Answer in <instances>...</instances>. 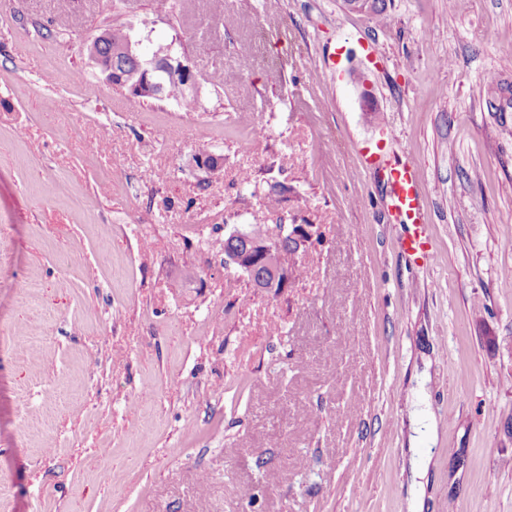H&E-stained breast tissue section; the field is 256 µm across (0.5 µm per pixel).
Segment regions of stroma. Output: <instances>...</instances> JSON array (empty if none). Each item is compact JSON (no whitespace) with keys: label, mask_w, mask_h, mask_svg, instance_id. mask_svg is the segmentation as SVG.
Wrapping results in <instances>:
<instances>
[{"label":"stroma","mask_w":512,"mask_h":512,"mask_svg":"<svg viewBox=\"0 0 512 512\" xmlns=\"http://www.w3.org/2000/svg\"><path fill=\"white\" fill-rule=\"evenodd\" d=\"M122 24L243 77L132 103L83 50ZM507 40L512 0H0V512H512ZM247 176L319 228L281 294L224 265ZM362 162L367 167L378 169L389 187L391 207L396 217L410 224L413 231L402 241L403 250L415 260L433 259L430 253L429 238L425 235L428 217L423 205L422 192L417 182L418 163L407 158L397 166H384L379 152L366 150L361 153Z\"/></svg>","instance_id":"stroma-1"}]
</instances>
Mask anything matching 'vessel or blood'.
<instances>
[{
	"label": "vessel or blood",
	"mask_w": 512,
	"mask_h": 512,
	"mask_svg": "<svg viewBox=\"0 0 512 512\" xmlns=\"http://www.w3.org/2000/svg\"><path fill=\"white\" fill-rule=\"evenodd\" d=\"M362 162L381 171L389 187L391 207L396 217L412 227L402 242L403 250L417 259L430 258V243L425 234L428 217L417 182V161L409 158L400 165L388 167L382 164L379 153L367 151L362 155Z\"/></svg>",
	"instance_id": "b4317fda"
}]
</instances>
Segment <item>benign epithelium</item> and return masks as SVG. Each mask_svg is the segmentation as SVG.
Returning a JSON list of instances; mask_svg holds the SVG:
<instances>
[{"instance_id": "7a95c632", "label": "benign epithelium", "mask_w": 512, "mask_h": 512, "mask_svg": "<svg viewBox=\"0 0 512 512\" xmlns=\"http://www.w3.org/2000/svg\"><path fill=\"white\" fill-rule=\"evenodd\" d=\"M106 37V32L102 31L86 44L88 58L104 81L122 85L135 95L150 97L160 96L167 82H180L192 93L199 89L201 82L191 57L177 54L173 46H161L149 54L143 51L141 40L129 35L118 44L115 54L133 58L138 65L131 72H120L97 53L96 43ZM314 228L313 224H300L293 226L288 233L286 226L278 225L275 235L262 239L253 238L246 232L233 231L228 239L239 240L242 245L224 250V266H232L246 273L258 288L280 291L288 287L294 278L292 269L281 263V245L286 242L296 252L306 248L316 234Z\"/></svg>"}]
</instances>
